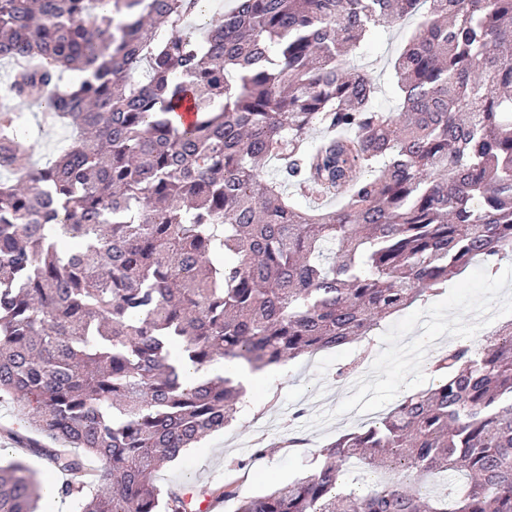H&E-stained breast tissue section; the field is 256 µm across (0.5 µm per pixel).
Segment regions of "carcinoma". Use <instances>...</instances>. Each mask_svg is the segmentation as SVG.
<instances>
[{
	"label": "carcinoma",
	"instance_id": "obj_1",
	"mask_svg": "<svg viewBox=\"0 0 512 512\" xmlns=\"http://www.w3.org/2000/svg\"><path fill=\"white\" fill-rule=\"evenodd\" d=\"M200 2L0 0V60L29 62L3 91L78 133L35 166L0 108V397L52 441L13 434L68 476L74 512H193L156 473L229 425L241 391L190 372L341 346L512 258V0H237L199 32ZM419 10L392 62L401 109L383 112L346 58ZM288 186L341 204L302 212ZM492 336L449 347L434 388L305 476L201 495L233 512H512V321ZM388 461L466 485L336 492ZM42 497L25 460L0 464V512Z\"/></svg>",
	"mask_w": 512,
	"mask_h": 512
}]
</instances>
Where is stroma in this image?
Masks as SVG:
<instances>
[{
    "mask_svg": "<svg viewBox=\"0 0 512 512\" xmlns=\"http://www.w3.org/2000/svg\"><path fill=\"white\" fill-rule=\"evenodd\" d=\"M411 17L392 27H376L348 67L365 72L375 84L374 104L397 110L400 91L390 62L412 38ZM38 108L25 111L23 136L37 163H45L70 145L71 129L42 131ZM512 320V261L503 260L497 276L474 263L445 291L381 322L370 336L338 348L271 366L259 388L232 424L208 436L161 468L160 487L201 491L233 483L250 497L288 483L315 466L321 449L344 433L359 430L386 413L405 394L436 383L432 363L464 338L485 340L503 321ZM273 422L265 457L254 458L258 428ZM304 441L287 447L288 438Z\"/></svg>",
    "mask_w": 512,
    "mask_h": 512,
    "instance_id": "obj_1",
    "label": "stroma"
}]
</instances>
